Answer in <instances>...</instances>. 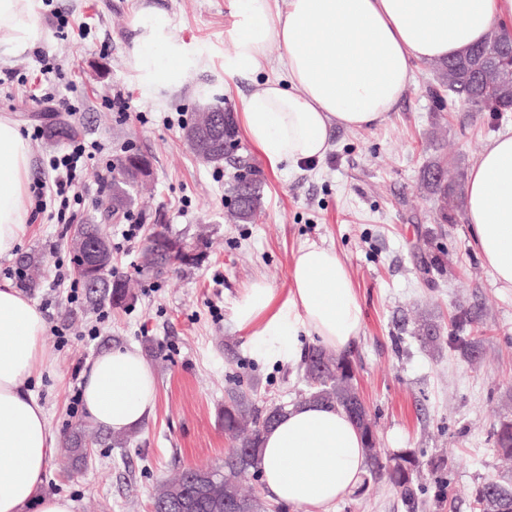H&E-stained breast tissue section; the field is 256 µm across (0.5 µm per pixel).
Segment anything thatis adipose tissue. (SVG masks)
<instances>
[{
	"instance_id": "ef3b65f1",
	"label": "adipose tissue",
	"mask_w": 512,
	"mask_h": 512,
	"mask_svg": "<svg viewBox=\"0 0 512 512\" xmlns=\"http://www.w3.org/2000/svg\"><path fill=\"white\" fill-rule=\"evenodd\" d=\"M31 0H0V44L22 48L39 37ZM239 33L227 73L265 68L271 46L283 53L284 79H269L242 102L247 138L271 166L324 156L334 128L384 121L412 82V64L445 60L512 20V0H236ZM145 33L133 49L148 81H177L156 47L167 22L140 12ZM30 147L18 125L0 116V257L15 253L30 215L21 204ZM466 217L502 287L512 288V135L494 140L472 169ZM285 307L254 282L237 304V325L258 336H317L335 351L357 339L363 311L346 265L315 244L293 256ZM43 313L10 284H0V512H72L73 503L43 492L57 448L41 403L30 389L51 370ZM82 400L90 421L112 432L140 428L157 404L155 377L134 348L106 351L86 365ZM367 469L359 431L338 408H289L264 437L262 491L303 512H331L359 488Z\"/></svg>"
}]
</instances>
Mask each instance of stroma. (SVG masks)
Wrapping results in <instances>:
<instances>
[{
  "instance_id": "obj_1",
  "label": "stroma",
  "mask_w": 512,
  "mask_h": 512,
  "mask_svg": "<svg viewBox=\"0 0 512 512\" xmlns=\"http://www.w3.org/2000/svg\"><path fill=\"white\" fill-rule=\"evenodd\" d=\"M147 6L170 21L184 69L179 83L145 82L136 67L132 47ZM31 12L39 40L18 50L0 47V71L16 74L0 85V115L31 136L30 183L42 177L43 159L65 148L33 137V130L65 121L83 140L115 153L129 144L149 157L153 190L140 210L164 211L173 230L191 240L199 225L209 228L199 266L150 279L135 272L145 235L126 241L123 224L111 225L113 265L131 279L134 298L122 308L93 310L83 300L69 303L57 281V272L73 273L66 225L41 214L32 219L21 250L44 254L46 262L29 297L46 317V344L56 357L32 390L52 431L63 440L86 423L79 403L84 369L103 351L152 347L148 363L158 389L154 413L129 432L126 445L102 437L78 471L57 449L46 492L70 498L74 512H151L157 483L185 467L222 463L232 443L221 413L236 379L254 383L263 401L295 398L304 381L300 358L283 354L287 337L271 340L239 328L234 310L258 279L285 301L293 255L309 244L340 255L363 308L362 332L348 352L381 447L448 460L449 487L424 476L423 512H472L478 484L512 478L491 436L498 416H512V288L497 282L470 224L435 223L433 201L421 187L424 167L442 155L469 174L494 139L512 134V112L475 114L454 97L432 98L437 64L414 62V80L395 111L368 128H336L322 159L274 169L242 139L264 183V208L253 223L229 224L226 188L235 166L199 162L184 127L208 104L240 111L245 97L279 75L272 67L225 73L237 32L232 0H31ZM49 66L54 74H46ZM54 89L79 100L81 112H49L34 103ZM116 94L128 100V111L109 108ZM426 256L440 259L441 269L423 274ZM459 304L482 310L483 355L476 363L416 338L422 314L448 334ZM334 512L406 508L390 486L372 482L338 501Z\"/></svg>"
}]
</instances>
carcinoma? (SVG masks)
Returning a JSON list of instances; mask_svg holds the SVG:
<instances>
[{
	"mask_svg": "<svg viewBox=\"0 0 512 512\" xmlns=\"http://www.w3.org/2000/svg\"><path fill=\"white\" fill-rule=\"evenodd\" d=\"M490 38L466 49L458 56L443 61V67L456 68V81L448 83L444 73H437V89L440 92L463 100L471 109L481 112H512V100H503L498 90L479 80L480 63ZM135 152L117 159L107 181V193L95 204L100 220H88L73 224L69 228L68 245L73 252L74 274L77 284L83 288L87 302L92 307L109 304L123 306L129 289L124 276L116 273L112 266V245L103 229L106 220H122L135 207L139 182L131 173L129 161ZM238 171L249 177L248 191L240 186V176H233L227 192L232 206V216L239 222L250 223L260 217L263 208V186L252 165L237 159ZM422 184L437 204V220L440 224H455L463 216L460 204L464 194L462 176L451 172L447 160L440 158L427 165L422 172ZM93 240L98 245V259L91 261L82 252L85 241ZM171 239L184 243L186 251L171 250L163 244ZM203 255L192 254L191 243L186 238L171 232L160 222L152 224L146 245L136 265L137 273L143 277H159L170 271L194 267L200 264ZM44 257L35 254L22 256L21 267L25 277L20 287L32 290L40 286L39 271ZM455 332L443 338L428 321L418 326V337L425 345L448 343L449 348L459 352L468 360L482 353L479 339L481 311L473 306L459 305L451 320ZM301 368L306 390L299 402H317L342 409L360 430L365 441L368 458V473L375 481L384 480L399 494L408 512H417L422 505L421 495L425 491L420 482V459L417 452L405 449L389 453L379 446L373 435V422L367 407L358 403L355 369L346 354H334L321 346L310 347L303 355ZM276 417L288 410L289 404L277 403ZM258 399L254 386L247 387L236 381L227 390L222 411L224 433L234 442L222 465H196L181 470L171 481L159 483L151 494L153 512H183L180 499L195 504L194 512H270V505L254 493H246L242 482L258 479L263 437L273 426L267 419L271 407ZM493 443L496 454L512 461V417L503 415L493 426ZM93 444L89 427L83 425L68 435L65 451L78 466L86 462V446ZM474 512H512V485L496 480H487L474 492Z\"/></svg>",
	"mask_w": 512,
	"mask_h": 512,
	"instance_id": "1",
	"label": "carcinoma"
}]
</instances>
